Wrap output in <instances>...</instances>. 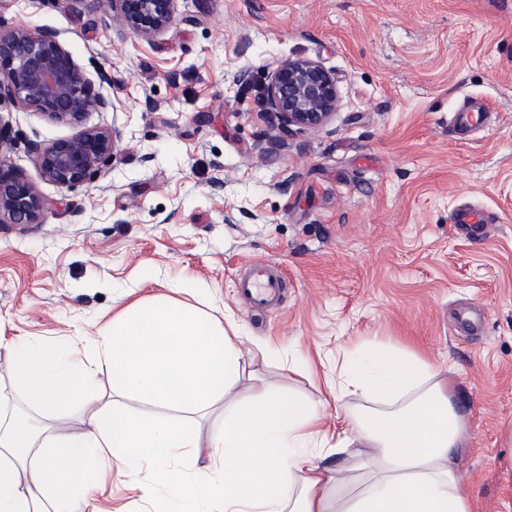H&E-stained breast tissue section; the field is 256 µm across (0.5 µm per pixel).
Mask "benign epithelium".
<instances>
[{
    "mask_svg": "<svg viewBox=\"0 0 512 512\" xmlns=\"http://www.w3.org/2000/svg\"><path fill=\"white\" fill-rule=\"evenodd\" d=\"M176 2L112 0V10L120 14L129 31L150 39L170 26ZM2 98L51 121L81 127L73 137L29 145V153L43 175L61 187L88 182L117 150L121 139L118 129L84 126L88 113L106 112L113 103L92 90L53 32L34 35L23 26L0 32ZM265 99L282 124L303 128L323 125L339 105L333 75L308 58L278 63ZM43 211V199L35 188L0 161V223L33 224Z\"/></svg>",
    "mask_w": 512,
    "mask_h": 512,
    "instance_id": "7a95c632",
    "label": "benign epithelium"
}]
</instances>
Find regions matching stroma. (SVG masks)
<instances>
[{
  "label": "stroma",
  "instance_id": "1",
  "mask_svg": "<svg viewBox=\"0 0 512 512\" xmlns=\"http://www.w3.org/2000/svg\"><path fill=\"white\" fill-rule=\"evenodd\" d=\"M21 25L57 34L114 105L86 125L121 141L61 187L28 145L77 127L0 102V157L45 202L39 223L0 224V335L87 343L191 280V304L253 339V375L331 406L337 349H422L467 419L477 512H512V0H178L150 40L110 0H0V31ZM297 57L336 80L318 128L282 127L264 101L274 63ZM469 102L487 120L465 135L453 115ZM467 203L493 223L456 232ZM257 261L288 281L262 310L235 288ZM98 498L149 508L119 470Z\"/></svg>",
  "mask_w": 512,
  "mask_h": 512
}]
</instances>
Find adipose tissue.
Wrapping results in <instances>:
<instances>
[{
    "label": "adipose tissue",
    "instance_id": "obj_1",
    "mask_svg": "<svg viewBox=\"0 0 512 512\" xmlns=\"http://www.w3.org/2000/svg\"><path fill=\"white\" fill-rule=\"evenodd\" d=\"M29 406H82L84 430L39 429L7 411L0 390V512H99L102 478L148 471L139 486L155 512H475L456 457L466 422L447 370L383 344L336 361V426L323 401L283 396L253 380L245 338L173 297L143 298L88 346L9 339ZM112 376L100 394L98 371ZM149 405L146 417L119 400ZM223 406L201 439L196 423ZM335 454V467L322 465Z\"/></svg>",
    "mask_w": 512,
    "mask_h": 512
}]
</instances>
